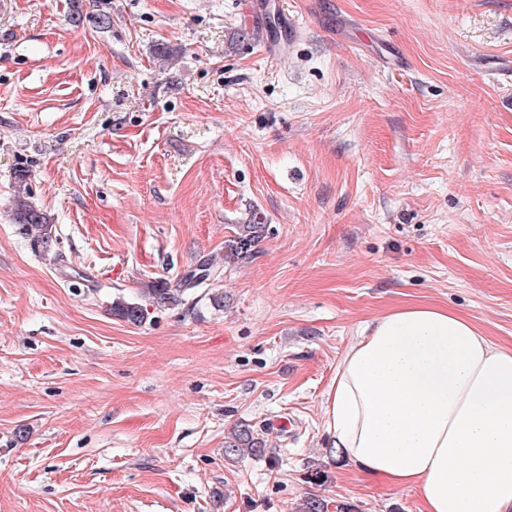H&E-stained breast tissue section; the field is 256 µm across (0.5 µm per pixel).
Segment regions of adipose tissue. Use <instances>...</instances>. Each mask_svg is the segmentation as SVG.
<instances>
[{"label":"adipose tissue","mask_w":512,"mask_h":512,"mask_svg":"<svg viewBox=\"0 0 512 512\" xmlns=\"http://www.w3.org/2000/svg\"><path fill=\"white\" fill-rule=\"evenodd\" d=\"M323 413L344 463L422 512H512V347L464 315L416 303L366 323Z\"/></svg>","instance_id":"adipose-tissue-1"}]
</instances>
